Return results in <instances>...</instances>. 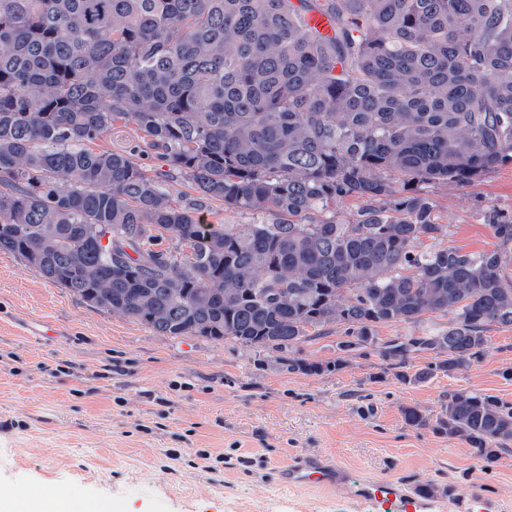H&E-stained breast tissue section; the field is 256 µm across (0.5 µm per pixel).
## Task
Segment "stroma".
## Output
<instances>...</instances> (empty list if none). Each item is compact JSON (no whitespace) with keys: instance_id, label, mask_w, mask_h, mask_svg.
I'll use <instances>...</instances> for the list:
<instances>
[{"instance_id":"1","label":"stroma","mask_w":512,"mask_h":512,"mask_svg":"<svg viewBox=\"0 0 512 512\" xmlns=\"http://www.w3.org/2000/svg\"><path fill=\"white\" fill-rule=\"evenodd\" d=\"M99 148L145 150L115 122ZM449 245L497 243L483 214L512 210V162L465 186L426 185ZM478 361L417 380L432 357L387 368L377 354L343 352L335 325L313 330L298 358L332 371L289 369L279 353L195 336H162L90 307L8 253H0V503L37 488L105 500L112 512H361L350 496L289 488L281 464L336 461L352 483L394 477L424 486L439 512H478L489 498L512 512V447L484 470L467 442L415 429L402 411L435 416L457 391L512 405V325L486 332Z\"/></svg>"}]
</instances>
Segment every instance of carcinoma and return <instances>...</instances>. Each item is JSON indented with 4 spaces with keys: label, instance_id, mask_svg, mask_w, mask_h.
Returning <instances> with one entry per match:
<instances>
[{
    "label": "carcinoma",
    "instance_id": "obj_1",
    "mask_svg": "<svg viewBox=\"0 0 512 512\" xmlns=\"http://www.w3.org/2000/svg\"><path fill=\"white\" fill-rule=\"evenodd\" d=\"M118 120L196 195L91 148ZM506 161L512 0H0V251L163 336L287 354L334 323L393 368L468 366L512 325V212L486 211L498 243L464 252L422 185ZM209 201L256 219L210 224ZM93 225L112 245L85 243ZM427 315L447 322L378 344ZM403 416L487 469L512 443L488 394ZM429 316H425V320L419 325V327H414L410 324H387L383 326L377 327V337L383 341L392 336H401L409 333L423 332L425 330H430L435 327L437 324L446 321V319L439 317H432L428 319Z\"/></svg>",
    "mask_w": 512,
    "mask_h": 512
}]
</instances>
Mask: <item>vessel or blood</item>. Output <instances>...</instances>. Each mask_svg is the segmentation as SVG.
Returning <instances> with one entry per match:
<instances>
[{"instance_id": "b4317fda", "label": "vessel or blood", "mask_w": 512, "mask_h": 512, "mask_svg": "<svg viewBox=\"0 0 512 512\" xmlns=\"http://www.w3.org/2000/svg\"><path fill=\"white\" fill-rule=\"evenodd\" d=\"M283 479L289 484L348 487L344 471L312 459L289 463L283 470ZM350 489L364 512H436L437 508L434 496L420 493L393 478H377Z\"/></svg>"}]
</instances>
